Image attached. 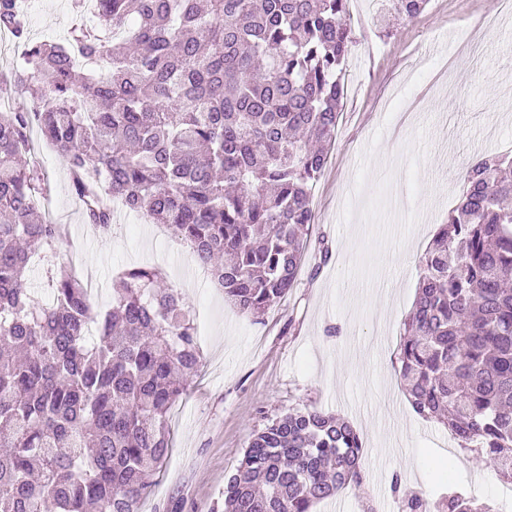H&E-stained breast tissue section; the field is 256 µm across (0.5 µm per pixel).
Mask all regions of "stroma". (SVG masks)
<instances>
[{
  "label": "stroma",
  "mask_w": 512,
  "mask_h": 512,
  "mask_svg": "<svg viewBox=\"0 0 512 512\" xmlns=\"http://www.w3.org/2000/svg\"><path fill=\"white\" fill-rule=\"evenodd\" d=\"M353 0L358 39L325 173L313 193L314 235L327 260L307 253L296 288L260 319L237 313L204 287L180 242H156L151 222L120 209L111 232L92 231L70 188L65 161L41 136L48 176L44 209L70 236L52 254L99 275L94 305H112L115 273L158 265L183 293L202 365L169 414L172 448L140 512H224V486L252 434L300 404L349 420L365 452L362 482L314 512H401L399 492L429 500L460 493L503 507L512 500L481 453L412 408L397 366L421 257L454 207L467 165L512 141V15L499 0H430L412 20L381 29ZM71 0H34L32 41L65 38ZM484 33L480 52L463 48ZM182 510H175V503Z\"/></svg>",
  "instance_id": "35a3bbf8"
}]
</instances>
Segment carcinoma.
<instances>
[{"label": "carcinoma", "mask_w": 512, "mask_h": 512, "mask_svg": "<svg viewBox=\"0 0 512 512\" xmlns=\"http://www.w3.org/2000/svg\"><path fill=\"white\" fill-rule=\"evenodd\" d=\"M403 19L429 0H386ZM348 0H94L61 41L33 43L20 0L0 32L25 45L0 112V512H139L169 454V413L201 366L184 298L156 267L115 279L98 311L69 268L51 300L25 287L61 227L42 216L35 127L65 160L85 223L112 202L162 224L248 316L295 287L357 44ZM399 374L436 419L512 481V156L467 167L426 248ZM362 440L307 404L256 430L224 512H312L361 483ZM402 512H492L461 494Z\"/></svg>", "instance_id": "carcinoma-1"}]
</instances>
